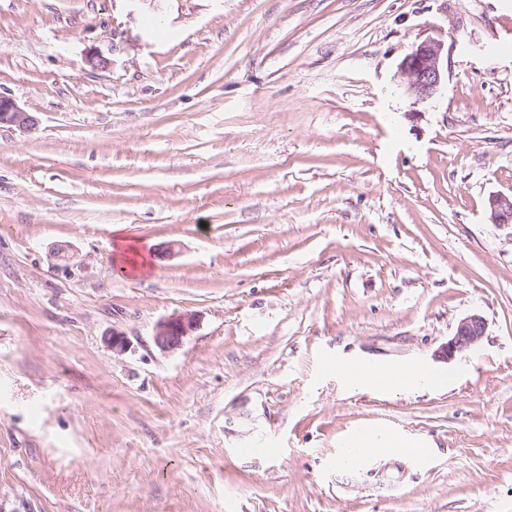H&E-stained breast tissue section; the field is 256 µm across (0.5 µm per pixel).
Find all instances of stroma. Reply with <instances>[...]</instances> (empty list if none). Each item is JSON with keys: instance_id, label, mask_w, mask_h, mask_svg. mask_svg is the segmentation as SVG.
I'll return each instance as SVG.
<instances>
[{"instance_id": "obj_1", "label": "stroma", "mask_w": 512, "mask_h": 512, "mask_svg": "<svg viewBox=\"0 0 512 512\" xmlns=\"http://www.w3.org/2000/svg\"><path fill=\"white\" fill-rule=\"evenodd\" d=\"M506 16L0 0V93L38 120L0 127V512H512V224L488 208L512 195ZM425 40L448 77L422 102L400 63ZM185 312L197 330L162 352L157 322ZM472 313L476 350L438 359ZM402 362L445 385L336 373ZM360 428L429 451L344 468Z\"/></svg>"}]
</instances>
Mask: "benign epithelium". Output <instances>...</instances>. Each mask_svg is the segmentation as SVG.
<instances>
[{
  "mask_svg": "<svg viewBox=\"0 0 512 512\" xmlns=\"http://www.w3.org/2000/svg\"><path fill=\"white\" fill-rule=\"evenodd\" d=\"M444 44L425 40L416 44L400 64L404 76V91L418 101L434 98L443 88L446 79ZM86 64L94 71L108 69L110 58L92 49L85 56ZM36 118L26 112L11 97L0 94V126L7 125L22 132L35 129ZM490 219L494 224H512V196L496 194L489 198ZM199 317L195 313H182L160 320L154 329V343L163 352L174 353L181 349L197 329ZM487 323L483 316L471 314L462 318L456 331L439 352V357L451 360L473 351L486 334ZM105 341L112 351L122 354L130 347L125 334L114 329L105 334Z\"/></svg>",
  "mask_w": 512,
  "mask_h": 512,
  "instance_id": "obj_1",
  "label": "benign epithelium"
}]
</instances>
